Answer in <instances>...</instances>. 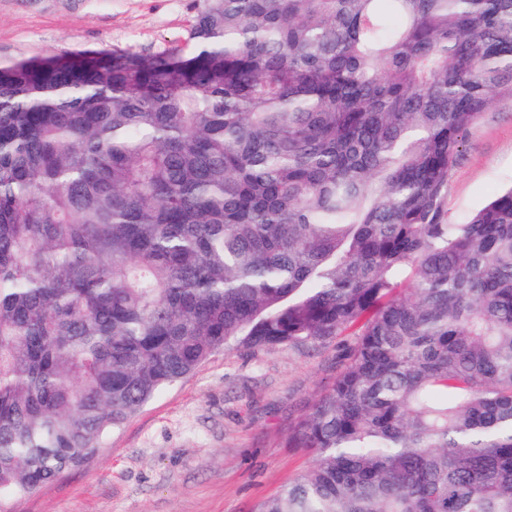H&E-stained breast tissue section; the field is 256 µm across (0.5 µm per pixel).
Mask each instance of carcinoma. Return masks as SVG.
<instances>
[{
    "label": "carcinoma",
    "mask_w": 512,
    "mask_h": 512,
    "mask_svg": "<svg viewBox=\"0 0 512 512\" xmlns=\"http://www.w3.org/2000/svg\"><path fill=\"white\" fill-rule=\"evenodd\" d=\"M512 0H200L152 56L0 64V494L227 349L352 341L256 512H512ZM512 185V98H499L468 135L462 162L453 171L448 219L461 222Z\"/></svg>",
    "instance_id": "obj_1"
}]
</instances>
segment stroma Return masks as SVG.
<instances>
[{
    "label": "stroma",
    "instance_id": "obj_1",
    "mask_svg": "<svg viewBox=\"0 0 512 512\" xmlns=\"http://www.w3.org/2000/svg\"><path fill=\"white\" fill-rule=\"evenodd\" d=\"M196 0H0V63L75 48L183 45ZM512 186V98L468 135L446 201L462 221ZM339 341L229 349L157 393L81 465L7 497L9 512H255L310 467L288 431L331 387Z\"/></svg>",
    "mask_w": 512,
    "mask_h": 512
}]
</instances>
